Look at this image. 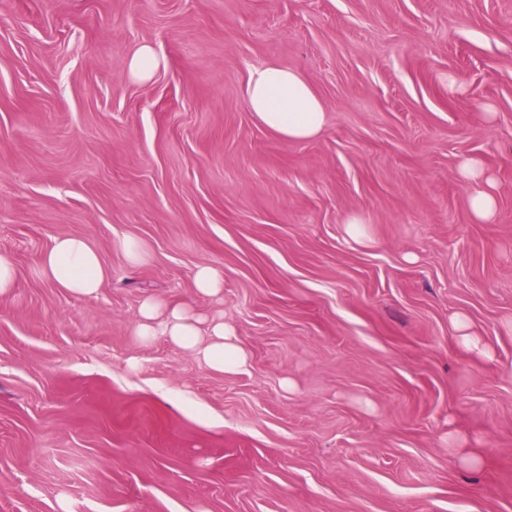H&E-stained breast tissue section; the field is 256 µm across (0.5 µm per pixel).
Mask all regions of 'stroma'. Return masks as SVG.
Here are the masks:
<instances>
[{
    "mask_svg": "<svg viewBox=\"0 0 512 512\" xmlns=\"http://www.w3.org/2000/svg\"><path fill=\"white\" fill-rule=\"evenodd\" d=\"M271 61L320 138L249 111ZM63 234L97 296L40 275ZM0 254V512H512V0H0ZM150 296L223 316L246 371L140 340ZM159 66L160 60L154 50L148 45H143L130 55L128 75L132 79L146 81ZM246 102L264 127L288 141L316 139L326 126L325 104L308 81L274 62L250 72ZM460 176L479 188L469 197L472 216L477 222L486 223L493 219L497 200L495 186L480 161L469 159L460 165ZM40 270L55 287L80 297L96 296L111 274L99 252L76 235L55 237L41 257ZM116 247L121 251L127 265L131 268H138L150 259L149 253L135 239L128 237L119 239ZM195 295L218 297L224 288V272L214 266L200 265L194 275Z\"/></svg>",
    "mask_w": 512,
    "mask_h": 512,
    "instance_id": "1",
    "label": "stroma"
}]
</instances>
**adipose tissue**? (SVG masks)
<instances>
[{
    "instance_id": "ef3b65f1",
    "label": "adipose tissue",
    "mask_w": 512,
    "mask_h": 512,
    "mask_svg": "<svg viewBox=\"0 0 512 512\" xmlns=\"http://www.w3.org/2000/svg\"><path fill=\"white\" fill-rule=\"evenodd\" d=\"M250 112L266 128L288 141L318 138L326 126L321 98L299 72L269 62L252 70L246 86ZM466 182L475 184L469 197L474 219H493L497 200L495 186L480 161L469 159L459 169ZM42 276L55 287L80 297L96 296L110 275L99 252L84 238L60 235L40 261ZM136 334L146 340L167 337L173 344L201 354L214 370L235 373L248 364V354L234 328L223 319L204 320L192 302L171 304L146 298L139 309Z\"/></svg>"
}]
</instances>
